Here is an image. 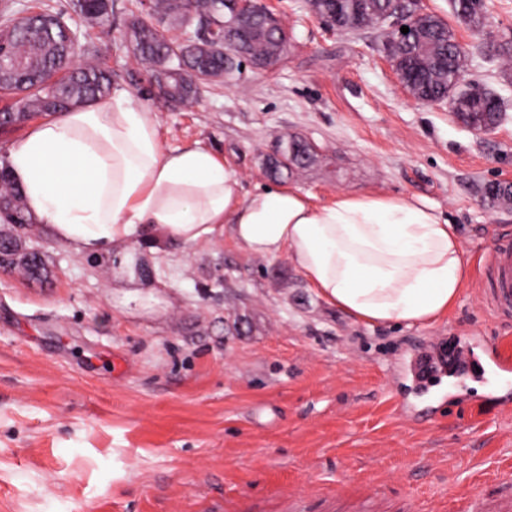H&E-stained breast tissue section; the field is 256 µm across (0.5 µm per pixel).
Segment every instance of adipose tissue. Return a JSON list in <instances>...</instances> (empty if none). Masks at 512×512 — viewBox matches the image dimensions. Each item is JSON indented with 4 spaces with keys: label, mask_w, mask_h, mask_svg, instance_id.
I'll list each match as a JSON object with an SVG mask.
<instances>
[{
    "label": "adipose tissue",
    "mask_w": 512,
    "mask_h": 512,
    "mask_svg": "<svg viewBox=\"0 0 512 512\" xmlns=\"http://www.w3.org/2000/svg\"><path fill=\"white\" fill-rule=\"evenodd\" d=\"M6 161L28 212L78 255L190 245L228 228L254 255L288 256L326 302L372 325L428 324L468 279L457 228L436 208L382 193L244 192L213 152L164 147L156 112L122 90L36 124Z\"/></svg>",
    "instance_id": "1"
}]
</instances>
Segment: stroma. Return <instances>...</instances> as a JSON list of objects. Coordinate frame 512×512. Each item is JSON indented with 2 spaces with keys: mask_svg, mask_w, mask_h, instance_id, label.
Wrapping results in <instances>:
<instances>
[{
  "mask_svg": "<svg viewBox=\"0 0 512 512\" xmlns=\"http://www.w3.org/2000/svg\"><path fill=\"white\" fill-rule=\"evenodd\" d=\"M465 49L464 81L504 103L482 132L449 103L414 102L386 62L379 29L339 32L305 0H278L286 60L202 84L192 106L162 98L129 35V0L112 32L81 35L78 54L114 88L153 108L170 147L209 149L258 185L405 195L458 224L470 274L448 314L424 326L369 325L321 298L287 256L253 255L231 235L125 252L151 265L129 276L31 228L47 281L0 268V512H331L338 495L371 512L452 500L512 471V371L445 376L420 393L411 373L431 339L481 350L512 325L483 300L484 254L512 234V205L487 202L512 182V66L485 44L512 45V0H486L473 29L448 0H420ZM316 147L272 174L289 137Z\"/></svg>",
  "mask_w": 512,
  "mask_h": 512,
  "instance_id": "stroma-1",
  "label": "stroma"
}]
</instances>
